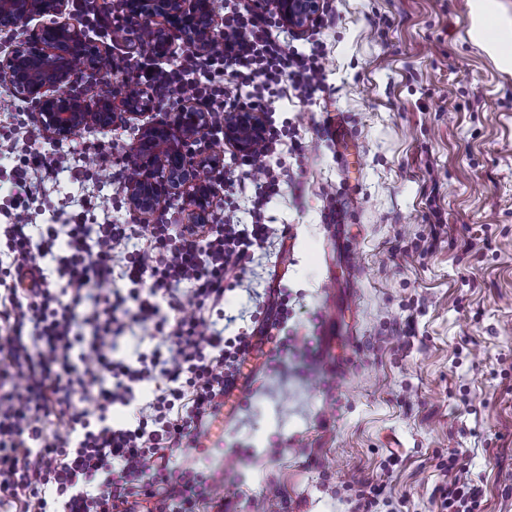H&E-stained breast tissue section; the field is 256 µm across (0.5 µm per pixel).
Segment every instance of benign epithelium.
<instances>
[{"instance_id": "1", "label": "benign epithelium", "mask_w": 512, "mask_h": 512, "mask_svg": "<svg viewBox=\"0 0 512 512\" xmlns=\"http://www.w3.org/2000/svg\"><path fill=\"white\" fill-rule=\"evenodd\" d=\"M69 0H0V29L39 24L28 39L16 42L0 56V80L30 104L40 131L55 140L72 137L90 127L108 130L117 121H130L156 107L153 92L139 87L132 93L123 77L105 93L72 94L66 86L75 66L96 73L112 83V63L106 52L88 38L80 21L66 16ZM280 23L302 33L320 14L321 0H267ZM120 27L150 32L149 43L126 42L133 52L154 57L171 54L174 41L196 55L209 54L222 25L214 0H122L117 14ZM207 115L188 103L181 104L164 121L141 127L138 145L131 152L138 175L125 186L133 214L146 219L164 205L182 201L189 224L210 223L218 181L198 177V170L220 167V159L199 146ZM260 113L242 109L224 125V140L250 153L262 138Z\"/></svg>"}]
</instances>
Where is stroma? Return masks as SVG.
I'll list each match as a JSON object with an SVG mask.
<instances>
[{
    "label": "stroma",
    "instance_id": "obj_1",
    "mask_svg": "<svg viewBox=\"0 0 512 512\" xmlns=\"http://www.w3.org/2000/svg\"><path fill=\"white\" fill-rule=\"evenodd\" d=\"M320 45L325 87L290 86L267 106L288 122L287 175L266 211L268 256L248 264V302L272 322L251 384L224 432L186 455L255 512H360L358 485L384 489L377 512H438L443 463L457 451L481 512H512V68L499 56L512 0L485 40L471 0H333ZM135 131L85 129L67 147L106 140L110 162L79 184H37L34 223L68 217L69 198L112 200L128 223L113 162ZM277 456H269V449Z\"/></svg>",
    "mask_w": 512,
    "mask_h": 512
}]
</instances>
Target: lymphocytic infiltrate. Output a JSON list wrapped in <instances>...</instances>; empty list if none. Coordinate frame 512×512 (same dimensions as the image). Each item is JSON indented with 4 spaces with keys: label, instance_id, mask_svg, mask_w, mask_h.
I'll list each match as a JSON object with an SVG mask.
<instances>
[{
    "label": "lymphocytic infiltrate",
    "instance_id": "1",
    "mask_svg": "<svg viewBox=\"0 0 512 512\" xmlns=\"http://www.w3.org/2000/svg\"><path fill=\"white\" fill-rule=\"evenodd\" d=\"M131 70L158 101L203 104L216 140L231 112L265 111L281 82L314 94L326 67L323 54L291 51L274 35L258 0H224L220 52ZM62 172L93 178L71 150L29 149L10 172L24 192L0 228V512H144L149 500L155 512H200L216 490L178 461L198 447L199 427L218 415L254 346L253 328L228 337L218 319L227 284L243 280L246 261L271 238L265 212L281 192L282 168L266 166L252 193L238 179L244 213L220 224H87L74 213L33 228L28 187ZM115 277L125 293L97 292ZM80 324L89 335L76 333ZM136 325L152 327L154 347L132 362L115 358ZM145 383L152 397L133 420L108 425L109 409L134 406ZM51 423L59 434L48 435ZM478 505V488L449 452L440 512Z\"/></svg>",
    "mask_w": 512,
    "mask_h": 512
}]
</instances>
